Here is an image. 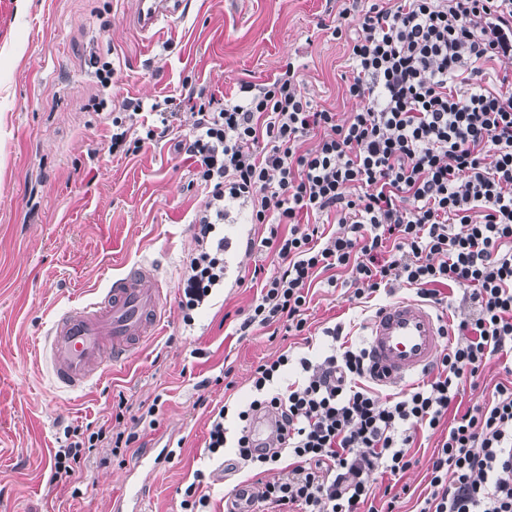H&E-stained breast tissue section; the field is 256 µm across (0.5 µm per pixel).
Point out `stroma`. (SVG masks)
<instances>
[{"instance_id": "obj_1", "label": "stroma", "mask_w": 512, "mask_h": 512, "mask_svg": "<svg viewBox=\"0 0 512 512\" xmlns=\"http://www.w3.org/2000/svg\"><path fill=\"white\" fill-rule=\"evenodd\" d=\"M13 42L0 46V512H112L125 493L124 467L82 466L80 497L54 476L53 456L66 426L109 423L134 430L127 461L145 449L173 450L152 475L142 512H181L185 488L201 481L208 512H224L237 482L208 459L205 441L213 405L226 394L246 400L258 363L285 348L303 353L302 338H271L269 329L237 335L239 314L255 289H215L185 322L179 306L188 256L195 246L194 213L204 201L193 184L194 165L178 151L179 133L129 155L108 151L109 127L98 105L102 91L91 53L118 66V97L152 103L204 84L217 95L240 83L271 80L288 60L303 66L307 90L319 105L352 112L340 76L346 49L320 30L344 19L356 27L364 0H191L153 46L128 19L135 0H18ZM154 261L169 280L165 320L157 335L125 365L90 390L63 395L51 385L36 344L54 312L91 300L126 264ZM339 286L314 281L307 311L313 343L341 324L365 341V326L390 298L415 292L397 285L393 296L362 305ZM231 374L232 391L222 378ZM125 400L121 420L110 417ZM159 402L155 424L139 419V405ZM440 434L424 440L419 463L403 477L410 488L397 512H415L429 459Z\"/></svg>"}]
</instances>
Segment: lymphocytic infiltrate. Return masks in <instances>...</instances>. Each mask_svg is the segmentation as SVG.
Instances as JSON below:
<instances>
[{"label": "lymphocytic infiltrate", "instance_id": "f902f5d3", "mask_svg": "<svg viewBox=\"0 0 512 512\" xmlns=\"http://www.w3.org/2000/svg\"><path fill=\"white\" fill-rule=\"evenodd\" d=\"M509 27L512 0H369L356 33L340 22L330 29L345 43L341 80L359 110L314 107L292 60L236 98L204 86L188 97L193 122L181 147L206 196L192 219L184 311L223 286L216 230L240 205L248 223L268 226L260 245L278 262L269 277L255 267L264 281L240 335L273 325L304 335L310 287L332 269L350 270L355 301L403 282L434 306L443 285L473 305L446 324L436 374L408 388L382 393L365 347L337 324L324 328L317 358L281 352L255 368L245 405L212 409L209 457L233 450L258 477L255 502L272 512H394L397 485L418 463V434L437 429L419 512H512V384L449 411L489 360L512 356V80L498 70ZM143 109L115 105L110 153L164 139L180 118L169 97L151 105L159 124ZM327 217L338 231L325 232ZM260 415L278 426L269 448L248 435ZM65 438L55 475L75 480L94 450L116 457L139 435L77 426Z\"/></svg>", "mask_w": 512, "mask_h": 512}]
</instances>
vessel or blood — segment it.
<instances>
[{"label":"vessel or blood","mask_w":512,"mask_h":512,"mask_svg":"<svg viewBox=\"0 0 512 512\" xmlns=\"http://www.w3.org/2000/svg\"><path fill=\"white\" fill-rule=\"evenodd\" d=\"M185 9V0H136L132 24L144 40H152ZM17 0H0V44L16 32ZM251 225L231 224L224 233V284L235 287L233 268L248 255ZM168 280L148 260L127 266L113 276L92 301L58 312L42 338L39 353L52 384L63 393H81L112 368L125 364L149 336L155 335L166 313ZM368 357L376 382L396 387L422 375L433 365L444 340L441 321L424 302L400 299L382 306L366 324ZM155 458L140 456V477L114 512H140L146 481Z\"/></svg>","instance_id":"obj_1"}]
</instances>
